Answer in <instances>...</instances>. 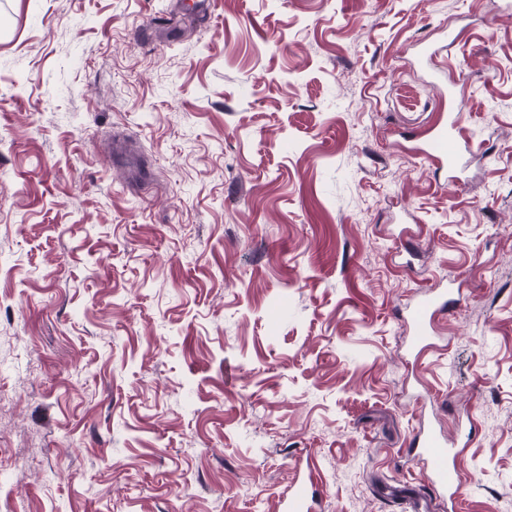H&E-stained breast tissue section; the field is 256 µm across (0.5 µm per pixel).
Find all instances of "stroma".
<instances>
[{
    "instance_id": "obj_1",
    "label": "stroma",
    "mask_w": 512,
    "mask_h": 512,
    "mask_svg": "<svg viewBox=\"0 0 512 512\" xmlns=\"http://www.w3.org/2000/svg\"><path fill=\"white\" fill-rule=\"evenodd\" d=\"M505 7L0 0V512H277L298 458L322 512H405L424 425L512 512ZM426 44L485 143L453 192L404 149L448 107ZM464 300L463 293L448 285L435 288L423 294L414 305L411 314L412 347L415 359L420 361L426 354L438 347L434 342L439 334L437 323L446 309Z\"/></svg>"
}]
</instances>
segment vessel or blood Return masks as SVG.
Here are the masks:
<instances>
[{"label": "vessel or blood", "mask_w": 512, "mask_h": 512, "mask_svg": "<svg viewBox=\"0 0 512 512\" xmlns=\"http://www.w3.org/2000/svg\"><path fill=\"white\" fill-rule=\"evenodd\" d=\"M465 105L457 89L448 91V111L428 129L424 139L414 141L412 156L430 161L447 171L449 188H457L474 158L475 144L463 133ZM462 292L452 288H435L423 294L411 314L412 347L417 357L435 349L438 319L446 309L463 301ZM418 457L428 471L429 498L447 504L448 512H461L464 478L456 454L446 438L436 432H421L414 441ZM278 512H317L312 479L296 480L277 504Z\"/></svg>", "instance_id": "vessel-or-blood-1"}]
</instances>
